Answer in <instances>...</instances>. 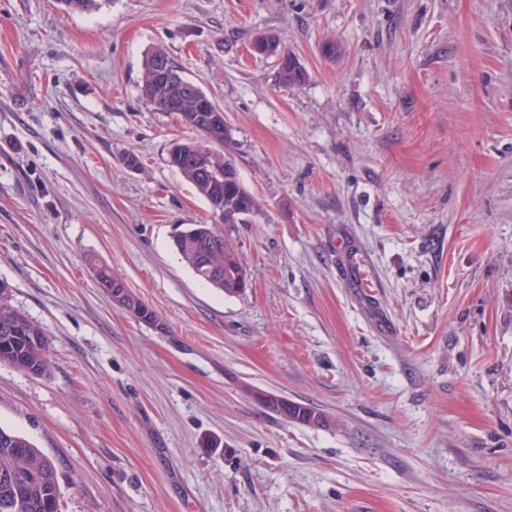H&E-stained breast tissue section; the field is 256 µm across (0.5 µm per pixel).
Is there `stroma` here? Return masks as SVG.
Masks as SVG:
<instances>
[{
	"instance_id": "1",
	"label": "stroma",
	"mask_w": 512,
	"mask_h": 512,
	"mask_svg": "<svg viewBox=\"0 0 512 512\" xmlns=\"http://www.w3.org/2000/svg\"><path fill=\"white\" fill-rule=\"evenodd\" d=\"M97 2L0 0V281L52 362L0 363V427L62 512H512V0ZM155 49L264 203L231 229L243 294L172 245L215 217L167 162L192 130L141 95ZM276 77L281 85L290 87L304 84L309 75L306 69L295 57V61L287 60L278 64ZM96 272L100 284L110 293L112 300L118 306L128 311L139 321L155 326L160 324L161 319L156 310L136 299L128 291L123 280L114 274L111 269L98 266ZM251 393L253 396L252 398L257 403L267 409H270L287 421L305 426H325L328 423V419L325 414L309 405L288 400L286 405H279L277 401L265 398L270 397L268 392L267 394L263 392L265 397L260 394V390H252Z\"/></svg>"
}]
</instances>
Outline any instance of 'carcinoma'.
Returning a JSON list of instances; mask_svg holds the SVG:
<instances>
[{"mask_svg":"<svg viewBox=\"0 0 512 512\" xmlns=\"http://www.w3.org/2000/svg\"><path fill=\"white\" fill-rule=\"evenodd\" d=\"M168 54L157 49L145 58L141 94L157 112H174L181 123L200 134L198 139L172 143L168 163L192 185L210 208L224 210L219 224H187L174 246L196 276L227 295H237L248 285L246 270L224 228L243 224L258 213L262 204L241 181L233 156L225 151L231 129L219 112H198L188 93L189 85L171 82L158 92L151 82L155 60ZM278 82L300 86L308 79L302 64L287 60L278 64ZM97 277L112 300L137 320L159 325L156 310L136 299L123 280L107 267L96 269ZM8 285L0 281V363L42 376L50 368L49 341L45 329L15 309L4 297ZM253 399L284 419L305 426H324L325 414L306 404L283 405L252 391ZM61 489L54 461L26 437L0 427V512H13L7 505L20 502L19 512H60Z\"/></svg>","mask_w":512,"mask_h":512,"instance_id":"1","label":"carcinoma"}]
</instances>
